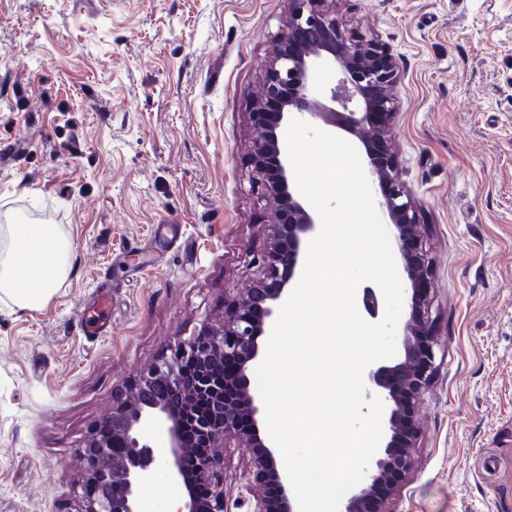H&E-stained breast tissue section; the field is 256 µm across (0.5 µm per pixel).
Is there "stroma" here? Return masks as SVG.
<instances>
[{
	"instance_id": "1",
	"label": "stroma",
	"mask_w": 512,
	"mask_h": 512,
	"mask_svg": "<svg viewBox=\"0 0 512 512\" xmlns=\"http://www.w3.org/2000/svg\"><path fill=\"white\" fill-rule=\"evenodd\" d=\"M285 0H0V227L73 244L40 308L0 294V512H81L82 450L140 372L260 280L252 103ZM398 71L443 361L386 512H512V0H338ZM112 320L85 334L97 289Z\"/></svg>"
}]
</instances>
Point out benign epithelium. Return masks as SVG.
<instances>
[{
  "instance_id": "1",
  "label": "benign epithelium",
  "mask_w": 512,
  "mask_h": 512,
  "mask_svg": "<svg viewBox=\"0 0 512 512\" xmlns=\"http://www.w3.org/2000/svg\"><path fill=\"white\" fill-rule=\"evenodd\" d=\"M283 33L275 40L260 96L252 107L254 138L250 161L271 202L268 233L275 250L262 280L248 292L227 296L224 322L178 341L133 385V395L112 407L83 450L87 461L84 512H140V490L159 467L183 492L177 512H227L224 456L233 440L249 456L239 491L247 512H298L278 452L265 431V410L256 367L280 306L298 283L308 244L320 219L296 187L284 132L290 119L322 122L354 135L367 177L378 186L379 207L390 227L408 316L397 329L400 359L370 364L367 393L385 405L387 431L367 473L343 497L339 512H382L415 466L416 403L429 391L441 352L433 330V278L423 225L415 201L400 181L390 134L397 73L386 48L346 31L336 18V0H287ZM321 67L338 73L321 93L313 75ZM146 426L165 430L167 449L157 457L140 440ZM196 456L192 470L185 467ZM278 488L274 499L258 489Z\"/></svg>"
}]
</instances>
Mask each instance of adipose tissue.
<instances>
[{
	"label": "adipose tissue",
	"mask_w": 512,
	"mask_h": 512,
	"mask_svg": "<svg viewBox=\"0 0 512 512\" xmlns=\"http://www.w3.org/2000/svg\"><path fill=\"white\" fill-rule=\"evenodd\" d=\"M8 234L0 293L21 307L39 308L70 269L71 243L54 224H12Z\"/></svg>",
	"instance_id": "ef3b65f1"
}]
</instances>
